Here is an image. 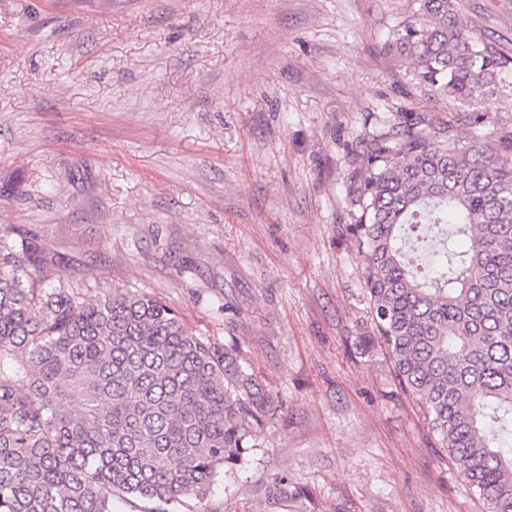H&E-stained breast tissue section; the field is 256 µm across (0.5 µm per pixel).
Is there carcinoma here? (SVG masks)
I'll use <instances>...</instances> for the list:
<instances>
[{
  "instance_id": "obj_1",
  "label": "carcinoma",
  "mask_w": 512,
  "mask_h": 512,
  "mask_svg": "<svg viewBox=\"0 0 512 512\" xmlns=\"http://www.w3.org/2000/svg\"><path fill=\"white\" fill-rule=\"evenodd\" d=\"M415 4L388 50L479 127V96L512 72V53L454 0ZM454 132L432 112H400L372 135L348 231L401 390L487 512H512V130L450 148ZM420 224H451L464 242L424 275L404 250ZM47 250L0 225V512H182L258 446L267 393L235 347L193 335L166 302L87 300Z\"/></svg>"
}]
</instances>
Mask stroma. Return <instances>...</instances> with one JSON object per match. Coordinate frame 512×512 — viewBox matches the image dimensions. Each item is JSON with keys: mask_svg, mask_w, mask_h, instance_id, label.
<instances>
[{"mask_svg": "<svg viewBox=\"0 0 512 512\" xmlns=\"http://www.w3.org/2000/svg\"><path fill=\"white\" fill-rule=\"evenodd\" d=\"M411 0H0V224L85 296L166 301L271 398L189 512H486L396 386L347 224L361 143L460 107L384 45ZM512 48V0H457ZM512 130V76L482 94Z\"/></svg>", "mask_w": 512, "mask_h": 512, "instance_id": "1", "label": "stroma"}]
</instances>
